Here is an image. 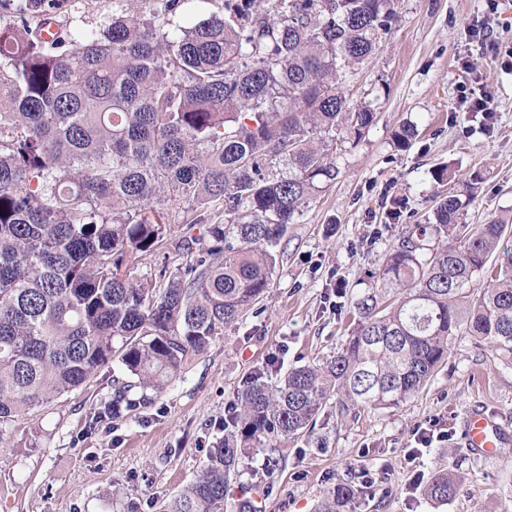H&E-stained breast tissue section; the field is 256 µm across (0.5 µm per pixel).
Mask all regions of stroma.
<instances>
[{"mask_svg":"<svg viewBox=\"0 0 512 512\" xmlns=\"http://www.w3.org/2000/svg\"><path fill=\"white\" fill-rule=\"evenodd\" d=\"M220 7L189 0L170 15L165 0H66L59 24L92 28L131 12L181 25ZM395 7L391 33L343 86L353 104L371 106L374 122L359 141L333 145L328 159L339 174L289 225L268 294L151 404L93 423L120 374L111 364L23 417L0 448V512H163L223 436L251 373L273 377L341 350L351 294L368 288L403 228L426 223L437 193L448 191L450 183L434 177L438 167L451 169L452 183L482 176L464 223L512 217V71L494 58L495 43L512 42V0H396ZM487 17L493 43H471L468 25ZM465 87L490 97L491 118L467 111ZM406 121L420 135L402 148L394 134ZM474 406L509 437L496 456L475 455L461 441ZM445 471L456 475L457 491L439 503L424 488ZM340 485L356 491L347 512H512V366L488 344L458 337L445 365L402 406L341 415L331 401L311 433L250 450L228 498L248 488L258 512H318L324 493Z\"/></svg>","mask_w":512,"mask_h":512,"instance_id":"35a3bbf8","label":"stroma"}]
</instances>
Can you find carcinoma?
Wrapping results in <instances>:
<instances>
[{"instance_id":"carcinoma-1","label":"carcinoma","mask_w":512,"mask_h":512,"mask_svg":"<svg viewBox=\"0 0 512 512\" xmlns=\"http://www.w3.org/2000/svg\"><path fill=\"white\" fill-rule=\"evenodd\" d=\"M61 8L24 0L39 25H0L1 448L111 362L126 379L96 418L150 403L264 298L288 225L338 175L329 147L373 123L341 85L397 21L394 0H222L173 29L118 16L44 38ZM417 137L409 122L395 134ZM480 183L439 196L386 252L340 352L274 385L249 377L168 512H224L247 451L311 429L333 397L342 415L407 402L459 336L512 365V252H498L512 219L462 223ZM176 222L202 225L207 247L183 236L176 268L130 279ZM455 492L446 472L425 488ZM353 497L330 489L320 512Z\"/></svg>"}]
</instances>
